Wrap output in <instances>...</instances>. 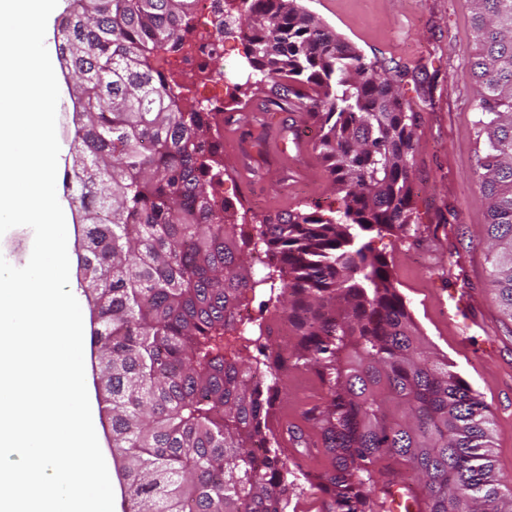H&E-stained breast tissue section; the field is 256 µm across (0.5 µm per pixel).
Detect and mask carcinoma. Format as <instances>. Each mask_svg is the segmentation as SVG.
<instances>
[{
	"instance_id": "obj_1",
	"label": "carcinoma",
	"mask_w": 512,
	"mask_h": 512,
	"mask_svg": "<svg viewBox=\"0 0 512 512\" xmlns=\"http://www.w3.org/2000/svg\"><path fill=\"white\" fill-rule=\"evenodd\" d=\"M475 51L457 77L475 92L476 185L486 208L489 287L512 320V0H470ZM196 0H79L60 25L77 78L66 194L81 212L77 254L96 327V387L130 512H288L310 481L273 421L281 363L246 360L239 296L269 289L295 319L288 359L315 371L310 413L333 467L316 476L324 512H382L394 459L421 483L419 512H512L497 477L486 405L435 357L365 236L407 230L418 113L385 62L369 59L297 0H236L250 74L235 105L312 101L314 149L343 208L289 211L238 238L221 196L213 126L153 65L190 33ZM274 262L257 278L242 246ZM262 444L258 458L254 449Z\"/></svg>"
}]
</instances>
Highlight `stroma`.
Masks as SVG:
<instances>
[{
  "label": "stroma",
  "instance_id": "stroma-1",
  "mask_svg": "<svg viewBox=\"0 0 512 512\" xmlns=\"http://www.w3.org/2000/svg\"><path fill=\"white\" fill-rule=\"evenodd\" d=\"M344 40L403 74L401 87L419 114L413 213L407 231L373 232L423 337L447 357L488 405L496 473L512 482V321L502 319L488 286L485 207L476 184L478 146L473 88L456 71L474 52L469 0H300ZM224 145V198L244 232L283 210H335L339 196L313 148L308 101L269 112L254 98ZM299 143L286 146L284 127ZM326 391L314 371L290 368L278 400L291 418Z\"/></svg>",
  "mask_w": 512,
  "mask_h": 512
}]
</instances>
